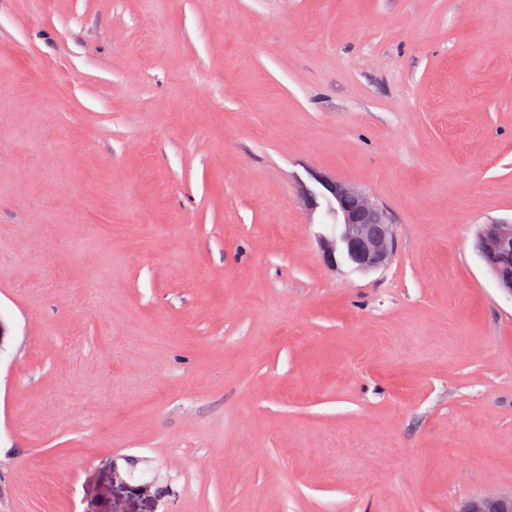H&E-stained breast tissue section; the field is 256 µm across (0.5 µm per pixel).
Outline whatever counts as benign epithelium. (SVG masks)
<instances>
[{
	"label": "benign epithelium",
	"instance_id": "1",
	"mask_svg": "<svg viewBox=\"0 0 512 512\" xmlns=\"http://www.w3.org/2000/svg\"><path fill=\"white\" fill-rule=\"evenodd\" d=\"M314 187L305 188L304 201L311 210H321L323 223L333 226L322 238L326 265H347L359 273L385 266L396 249L394 224L388 211L354 186L328 175H311ZM478 253L499 288L512 296V224L485 227L478 238ZM453 512H512V492L469 499Z\"/></svg>",
	"mask_w": 512,
	"mask_h": 512
}]
</instances>
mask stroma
<instances>
[{
    "mask_svg": "<svg viewBox=\"0 0 512 512\" xmlns=\"http://www.w3.org/2000/svg\"><path fill=\"white\" fill-rule=\"evenodd\" d=\"M315 172L388 264H324ZM510 220L512 0H0V512L512 490ZM314 188L306 187L304 201L310 210L321 209L323 224H332L322 238L326 265H347L368 273L385 266L396 249L394 224L388 211L354 186L328 175H311ZM477 247L499 288L512 298V224H487Z\"/></svg>",
    "mask_w": 512,
    "mask_h": 512,
    "instance_id": "35a3bbf8",
    "label": "stroma"
}]
</instances>
